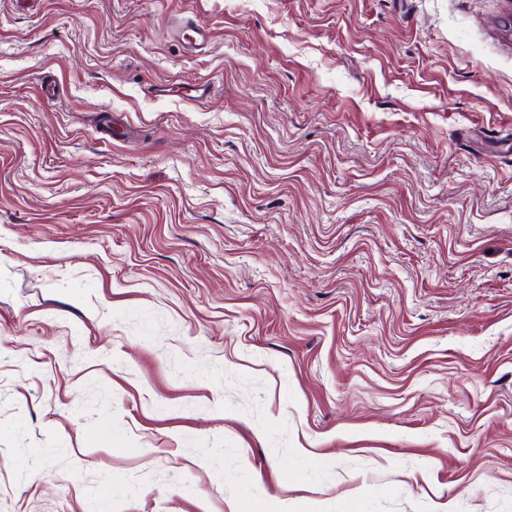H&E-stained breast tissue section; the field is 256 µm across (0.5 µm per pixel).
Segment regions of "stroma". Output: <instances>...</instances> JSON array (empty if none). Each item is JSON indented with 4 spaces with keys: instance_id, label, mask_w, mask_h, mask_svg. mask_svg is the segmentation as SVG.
Instances as JSON below:
<instances>
[{
    "instance_id": "obj_1",
    "label": "stroma",
    "mask_w": 512,
    "mask_h": 512,
    "mask_svg": "<svg viewBox=\"0 0 512 512\" xmlns=\"http://www.w3.org/2000/svg\"><path fill=\"white\" fill-rule=\"evenodd\" d=\"M277 504L512 512V0H0V512ZM176 38L184 45L194 47L197 50L206 48L210 41L208 33L190 21H186L176 29Z\"/></svg>"
}]
</instances>
